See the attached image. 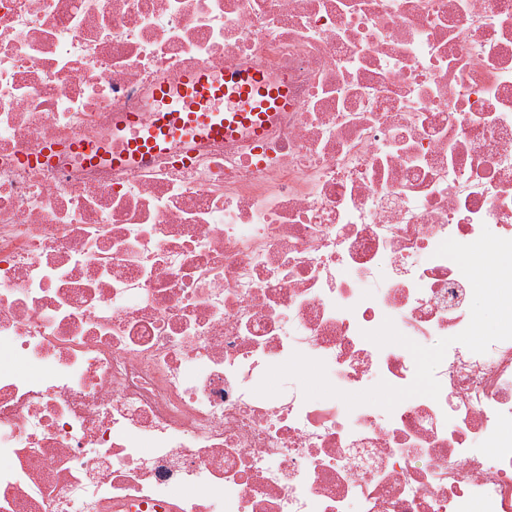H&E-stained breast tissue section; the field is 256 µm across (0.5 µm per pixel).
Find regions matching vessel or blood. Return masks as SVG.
<instances>
[{
  "label": "vessel or blood",
  "mask_w": 512,
  "mask_h": 512,
  "mask_svg": "<svg viewBox=\"0 0 512 512\" xmlns=\"http://www.w3.org/2000/svg\"><path fill=\"white\" fill-rule=\"evenodd\" d=\"M154 99L150 125H143L138 113H126L124 124L133 136L113 151V163H143L173 140L188 144L200 137L228 140L245 133L263 143L270 117L288 106V90L256 70L228 67L217 78L207 68L195 67L179 85L157 87ZM226 99L233 101V109L218 110V102Z\"/></svg>",
  "instance_id": "b4317fda"
}]
</instances>
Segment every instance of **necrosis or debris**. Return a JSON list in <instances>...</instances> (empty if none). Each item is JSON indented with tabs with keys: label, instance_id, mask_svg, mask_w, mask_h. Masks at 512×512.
I'll return each instance as SVG.
<instances>
[{
	"label": "necrosis or debris",
	"instance_id": "4bbe7bcc",
	"mask_svg": "<svg viewBox=\"0 0 512 512\" xmlns=\"http://www.w3.org/2000/svg\"><path fill=\"white\" fill-rule=\"evenodd\" d=\"M288 87L262 150L88 161L156 84ZM42 144L54 154L28 163ZM512 239V0H0V512H512V340L439 399L360 392L463 331L446 239Z\"/></svg>",
	"mask_w": 512,
	"mask_h": 512
}]
</instances>
